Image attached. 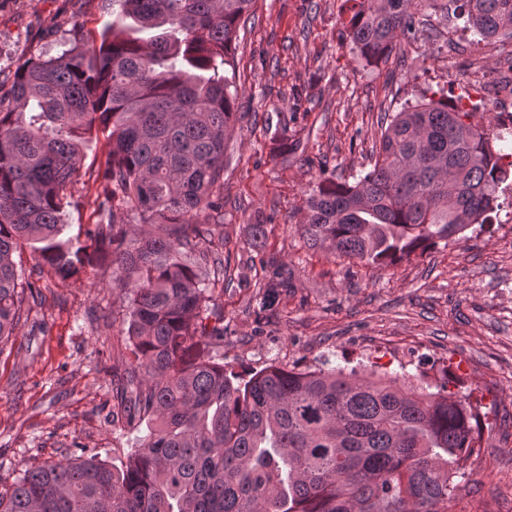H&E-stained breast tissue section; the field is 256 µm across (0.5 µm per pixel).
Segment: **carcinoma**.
<instances>
[{"label":"carcinoma","instance_id":"cac0c4a2","mask_svg":"<svg viewBox=\"0 0 512 512\" xmlns=\"http://www.w3.org/2000/svg\"><path fill=\"white\" fill-rule=\"evenodd\" d=\"M453 2L480 40L512 38V0ZM255 3L111 0L99 45L74 26L67 49L20 63L0 97V344L19 324V288L34 287L15 265L22 244L62 280L112 270L129 311L130 393L154 422L121 470L94 456L46 463L0 512H448V465L476 441V415L450 382L424 392L404 373L277 366L245 379L210 355L224 339L210 283L230 265L224 153L239 121L224 71ZM345 3L369 64L438 7ZM473 117L444 96L384 115L372 169L309 193L308 246L388 266L489 223L505 136ZM102 138L96 219L67 235L73 178ZM260 266L259 305L272 311L291 272Z\"/></svg>","mask_w":512,"mask_h":512}]
</instances>
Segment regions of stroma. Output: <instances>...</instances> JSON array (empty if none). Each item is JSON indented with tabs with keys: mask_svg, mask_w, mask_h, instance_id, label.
<instances>
[{
	"mask_svg": "<svg viewBox=\"0 0 512 512\" xmlns=\"http://www.w3.org/2000/svg\"><path fill=\"white\" fill-rule=\"evenodd\" d=\"M344 0H257L233 46L241 132L224 156V235L231 280L215 283L224 341L213 356L249 376L275 365L329 364L388 371L413 383L454 376L477 407L476 451L455 465L448 512H512V186L491 224L468 239L391 266L309 248L297 226L323 179L348 181L372 167L380 117L427 90L457 97L463 81L512 63V39L448 45L439 13L422 17L396 59L365 65L346 35ZM106 0H0V96L16 66L55 55L72 25L98 39ZM102 152H86L72 189L69 233L93 218ZM268 239L251 245L256 216ZM292 271L271 319L258 317L264 282L256 254ZM14 336L0 348V496L30 469L80 454L118 468L139 446L117 397L134 361L126 306L110 275L61 281L31 249Z\"/></svg>",
	"mask_w": 512,
	"mask_h": 512,
	"instance_id": "35a3bbf8",
	"label": "stroma"
}]
</instances>
